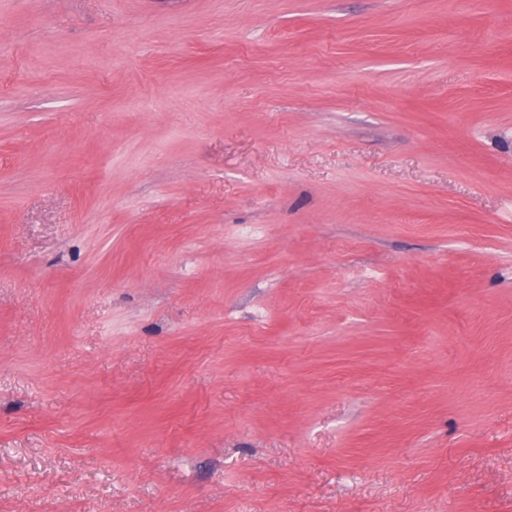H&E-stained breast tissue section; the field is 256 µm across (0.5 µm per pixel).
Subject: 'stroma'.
Masks as SVG:
<instances>
[{
  "mask_svg": "<svg viewBox=\"0 0 512 512\" xmlns=\"http://www.w3.org/2000/svg\"><path fill=\"white\" fill-rule=\"evenodd\" d=\"M0 512H512V0H0Z\"/></svg>",
  "mask_w": 512,
  "mask_h": 512,
  "instance_id": "stroma-1",
  "label": "stroma"
}]
</instances>
